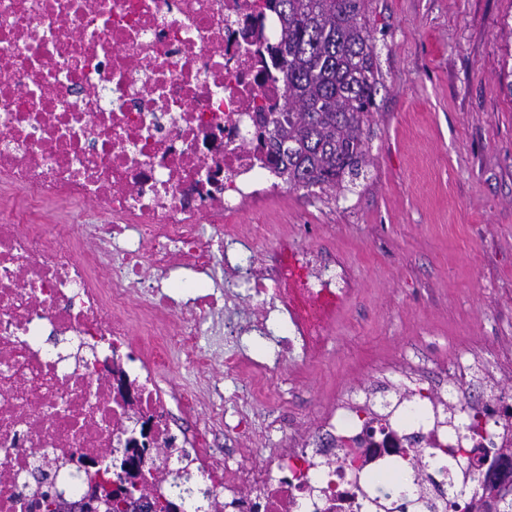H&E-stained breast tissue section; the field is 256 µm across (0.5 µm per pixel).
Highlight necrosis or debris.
Instances as JSON below:
<instances>
[{
    "instance_id": "4bbe7bcc",
    "label": "necrosis or debris",
    "mask_w": 512,
    "mask_h": 512,
    "mask_svg": "<svg viewBox=\"0 0 512 512\" xmlns=\"http://www.w3.org/2000/svg\"><path fill=\"white\" fill-rule=\"evenodd\" d=\"M261 2L0 0V512H27L57 461L85 489L81 466L124 448L141 421L144 471L158 475L173 459L197 471L210 512H404L403 450L426 457L470 441L449 424L448 400L482 414L486 440L473 457L482 478L512 489V395H472L464 363L442 399L404 382L407 397L385 407L382 432L370 430L369 393L273 448L280 420L256 422L257 389L236 424L215 402L201 427L176 435L172 407L185 390L158 385L157 359L124 363L134 337L173 313L234 315L238 333L267 336L272 312L285 311L289 353L318 334L322 302L347 290L317 255L286 266L281 250L239 246L224 223L280 187L259 140L260 106L285 97L267 53L278 20ZM17 190L106 218L63 235L37 207L14 212ZM174 281L189 284L187 299L171 295ZM107 361L123 383L100 373ZM218 431L247 436L259 459L201 447Z\"/></svg>"
}]
</instances>
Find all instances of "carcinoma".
Masks as SVG:
<instances>
[{
    "label": "carcinoma",
    "mask_w": 512,
    "mask_h": 512,
    "mask_svg": "<svg viewBox=\"0 0 512 512\" xmlns=\"http://www.w3.org/2000/svg\"><path fill=\"white\" fill-rule=\"evenodd\" d=\"M279 18L275 56L287 98L263 114L271 162L288 186L334 187L359 177L370 159L365 131L383 74L366 16L367 0H266ZM448 478V495L475 509L467 484Z\"/></svg>",
    "instance_id": "1"
}]
</instances>
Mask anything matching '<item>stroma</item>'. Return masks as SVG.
I'll use <instances>...</instances> for the list:
<instances>
[{"label":"stroma","instance_id":"obj_1","mask_svg":"<svg viewBox=\"0 0 512 512\" xmlns=\"http://www.w3.org/2000/svg\"><path fill=\"white\" fill-rule=\"evenodd\" d=\"M384 85L365 142L371 164L354 187L282 188L243 205L233 224L265 248L320 251L350 288L324 326L315 360L279 356L288 333L235 338L199 326L208 365L175 354L159 384L188 390L205 413L212 387L234 413L244 376L224 373V351L279 358L269 407L312 428L346 396L377 390L397 369L418 377L482 359L512 362V0H367Z\"/></svg>","mask_w":512,"mask_h":512}]
</instances>
